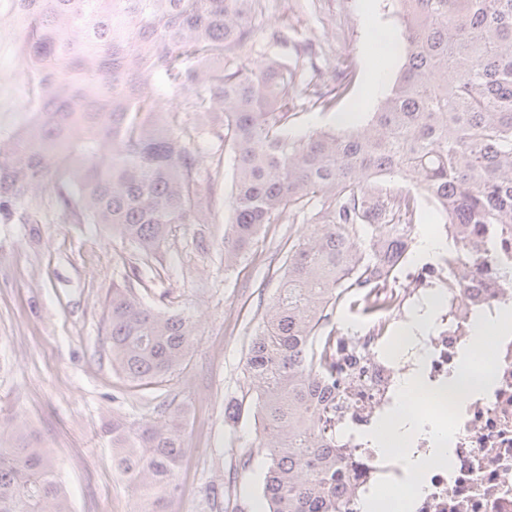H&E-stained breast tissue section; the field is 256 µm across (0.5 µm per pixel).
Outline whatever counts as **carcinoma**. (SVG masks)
Instances as JSON below:
<instances>
[{
    "instance_id": "1",
    "label": "carcinoma",
    "mask_w": 512,
    "mask_h": 512,
    "mask_svg": "<svg viewBox=\"0 0 512 512\" xmlns=\"http://www.w3.org/2000/svg\"><path fill=\"white\" fill-rule=\"evenodd\" d=\"M20 57L38 90L33 130L0 135V217L35 202L53 176L77 222L100 224L149 261L177 224H203V169L189 144L208 133L233 166L224 266L262 227L309 214L288 241L284 273L248 347L245 371L267 512H338L346 477L321 402L336 386L327 343L336 311L371 314L366 291L407 246L417 197L436 206L461 247L448 287L464 288L469 254L512 227V0H393L405 37L389 94L363 124L288 134L296 68L255 63L260 0H15ZM306 83L328 110L351 84ZM191 87L198 117L160 100ZM417 195L394 191L390 179ZM112 365L132 384L162 382L188 357L197 322L160 314L130 281L107 303ZM186 454L181 417L136 430L112 420V463L135 512H169ZM0 512H72L47 452L0 432Z\"/></svg>"
}]
</instances>
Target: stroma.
<instances>
[{"mask_svg":"<svg viewBox=\"0 0 512 512\" xmlns=\"http://www.w3.org/2000/svg\"><path fill=\"white\" fill-rule=\"evenodd\" d=\"M253 23L261 31L286 25V38L247 45L245 54L296 64L299 80L333 86L346 63L355 67L350 91L335 108L295 99L292 137L339 128L350 112L365 120L380 102L368 94L372 75L387 87L398 73L397 55L374 58L368 37L375 24L400 33L392 0H261ZM22 32L13 0H0L2 135L30 128L36 110L19 54ZM190 148L212 175L201 185L208 222L175 227L142 271L154 308L197 321L191 353L161 384H129L109 357L106 301L113 282L138 264L135 246L98 225L69 220L52 185L39 192L37 207L22 204L10 219L0 218V429L32 435L47 450L73 512H132L129 485L112 468V419L140 426L175 408L188 454L171 512H217L211 491L218 486L224 493L218 512H264L265 456L253 415L244 411L232 420L224 408L250 387L249 341L283 273V245L301 226L266 225L255 245L225 266L232 161L209 135Z\"/></svg>","mask_w":512,"mask_h":512,"instance_id":"1","label":"stroma"}]
</instances>
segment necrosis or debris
<instances>
[{
	"instance_id": "obj_1",
	"label": "necrosis or debris",
	"mask_w": 512,
	"mask_h": 512,
	"mask_svg": "<svg viewBox=\"0 0 512 512\" xmlns=\"http://www.w3.org/2000/svg\"><path fill=\"white\" fill-rule=\"evenodd\" d=\"M440 288L437 301L427 299ZM378 307L348 333L331 337L336 392L325 403L336 429L348 479L336 486L340 512H362V503L383 477L405 479L401 464L387 462L367 433L395 405L396 392L414 369L415 354L397 332L411 311L428 309L432 326L422 338L426 353L423 380L447 390L465 348L471 343L470 321L497 316L512 306V285L484 287L472 278L468 288L448 286V264L413 266L404 250L386 287L370 291ZM450 469H434L424 479L413 512H512V338L499 352L496 380L487 394L465 399L458 431L450 443Z\"/></svg>"
}]
</instances>
